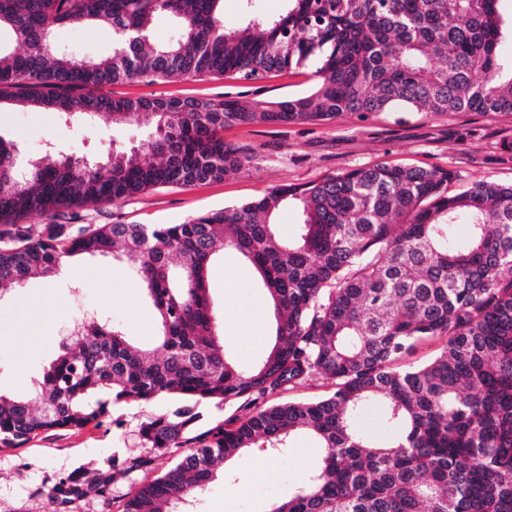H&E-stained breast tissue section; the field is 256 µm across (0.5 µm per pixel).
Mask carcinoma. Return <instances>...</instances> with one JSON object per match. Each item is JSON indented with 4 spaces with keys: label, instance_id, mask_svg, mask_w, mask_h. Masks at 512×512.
<instances>
[{
    "label": "carcinoma",
    "instance_id": "carcinoma-1",
    "mask_svg": "<svg viewBox=\"0 0 512 512\" xmlns=\"http://www.w3.org/2000/svg\"><path fill=\"white\" fill-rule=\"evenodd\" d=\"M224 0H0V99L52 112L66 126L101 114L149 132L103 160L49 146L18 161L0 137V290L62 272L78 254L112 256L157 312L153 349L134 347L106 321L80 337L37 381L34 396L0 394V447L31 435L102 422L111 402L164 394L188 404L143 425L148 448L187 446L180 460L128 498L124 512H185L217 479L216 465L247 448L272 457L299 432L322 464L270 512H512V183L475 182L453 195L452 170L384 162L306 184L280 185L247 203L183 224L26 223L87 203L118 204L158 186L224 176L248 160L224 143L231 123L306 124L379 112L512 113V35L500 0H283L275 18L242 0L246 20H224ZM178 26L158 44L156 17ZM112 32V54L76 58L52 42L57 26ZM314 67V91L270 108L234 101L113 99L118 81L205 74L243 80ZM286 204L301 223H274ZM460 224L468 227L457 237ZM230 249L260 277L276 340L249 371L226 356L209 292ZM443 338L423 366L394 364ZM332 382L327 399L264 406L191 437L197 405ZM383 405L391 433L357 420ZM103 471L70 476L48 494L104 495Z\"/></svg>",
    "mask_w": 512,
    "mask_h": 512
}]
</instances>
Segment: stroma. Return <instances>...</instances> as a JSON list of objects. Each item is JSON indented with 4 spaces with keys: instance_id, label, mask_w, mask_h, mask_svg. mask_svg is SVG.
<instances>
[{
    "instance_id": "1",
    "label": "stroma",
    "mask_w": 512,
    "mask_h": 512,
    "mask_svg": "<svg viewBox=\"0 0 512 512\" xmlns=\"http://www.w3.org/2000/svg\"><path fill=\"white\" fill-rule=\"evenodd\" d=\"M55 45L82 56L109 55L112 34L102 29L63 27ZM311 71L279 73L257 81L237 76L201 75L173 80L119 81L103 86L111 98H193L235 100L252 108L267 107L311 92ZM0 137L17 145L21 156L37 155L53 144L70 153L104 155L125 146L129 131L99 116L94 129L64 127L54 114L0 101ZM224 140L247 155L239 170L190 186L157 187L120 204L77 208L82 224H181L193 216L238 205L282 184H305L378 161L457 171L448 186L457 193L471 183L494 179L512 182V115L478 112H382L361 119L351 114L305 125L231 124ZM67 270L30 279L19 291L0 294V393L24 398L34 381L60 352L62 331L96 315L119 327L137 346L156 337V314L144 300L136 278L111 258L74 256ZM211 298L224 327V349L240 369L255 366L269 347L273 314L251 268L233 253L218 257L210 284ZM332 386L315 379L291 389L230 402L208 401L198 407L194 432L202 434L270 404L328 398ZM163 396L148 403H115L102 423L42 432L16 448L0 447V512H123L124 503L141 486L175 463L182 449L159 455L139 436L143 423L179 407ZM151 463L133 473L131 458ZM313 440L296 436L287 453L269 457L258 448L228 460L230 484L214 481L194 512H269L270 505L297 489L305 474L320 465ZM102 470L113 476L102 497L81 498L49 507L46 492L63 478Z\"/></svg>"
}]
</instances>
